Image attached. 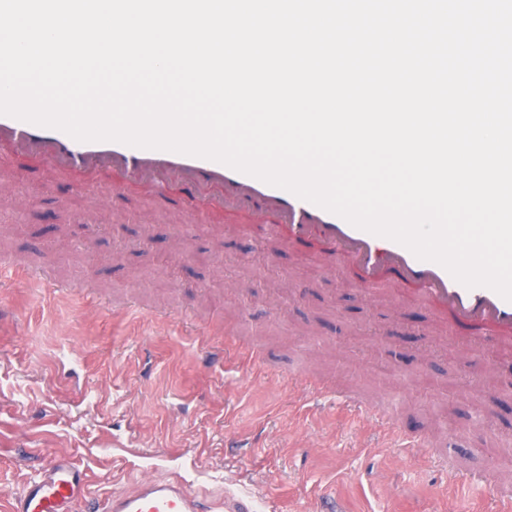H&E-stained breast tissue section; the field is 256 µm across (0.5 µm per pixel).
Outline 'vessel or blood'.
<instances>
[{
  "label": "vessel or blood",
  "mask_w": 512,
  "mask_h": 512,
  "mask_svg": "<svg viewBox=\"0 0 512 512\" xmlns=\"http://www.w3.org/2000/svg\"><path fill=\"white\" fill-rule=\"evenodd\" d=\"M38 155L46 169L79 173L82 186L94 187L112 171L137 176L150 188L171 179L197 191L220 189L222 208L249 197L271 203L277 212L272 231L281 244L315 239L327 245L332 262L355 270L373 287L396 274L412 297L425 300L487 334H512V302L486 287L466 288L441 265L423 261L406 247L358 229L343 218L224 164L170 151L119 142H80L65 132L0 115V149ZM4 512H255L250 497H223L193 488L177 477L149 476L132 488L100 498L88 489L87 474L66 455L48 457L37 476L17 489L0 491Z\"/></svg>",
  "instance_id": "vessel-or-blood-1"
}]
</instances>
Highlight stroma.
I'll list each match as a JSON object with an SVG mask.
<instances>
[{
	"label": "stroma",
	"instance_id": "obj_1",
	"mask_svg": "<svg viewBox=\"0 0 512 512\" xmlns=\"http://www.w3.org/2000/svg\"><path fill=\"white\" fill-rule=\"evenodd\" d=\"M271 221L107 172L88 192L1 151L0 245L20 273L0 281V487L71 454L101 492L152 472L260 512H500L468 476L512 485V347L396 278L367 290L322 268L321 243L279 249ZM199 331L262 350L264 376L201 353ZM302 374L393 410L401 437L332 396L300 416ZM449 447L456 476L438 465Z\"/></svg>",
	"mask_w": 512,
	"mask_h": 512
}]
</instances>
